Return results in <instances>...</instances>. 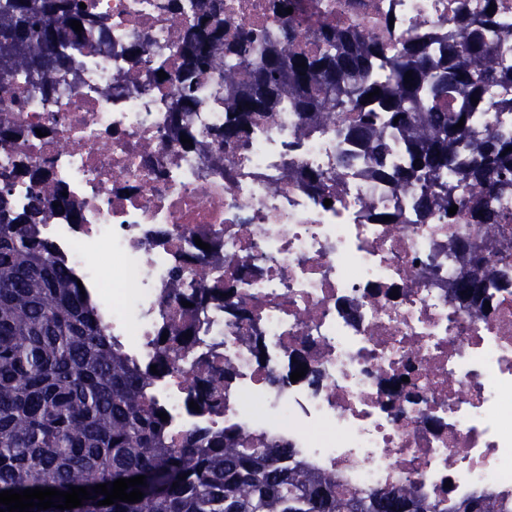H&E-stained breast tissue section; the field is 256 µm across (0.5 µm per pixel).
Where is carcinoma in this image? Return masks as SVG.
<instances>
[{
	"mask_svg": "<svg viewBox=\"0 0 512 512\" xmlns=\"http://www.w3.org/2000/svg\"><path fill=\"white\" fill-rule=\"evenodd\" d=\"M81 2L0 0V77L13 80L22 71L43 93L55 92L51 73L70 64L64 48L89 33H106ZM73 20L81 22V32L72 29ZM496 22L495 10L480 18L459 10L452 19L455 33L436 56L417 40L389 55L383 45L343 27L322 29V49L310 53L291 34L277 41L254 33L224 40V0H211L182 55L190 74L216 70L231 88L247 71L246 89L224 101L235 118L216 134L218 145L238 142L245 126L282 105H291L305 122L354 112L347 138L365 150L377 177L402 189L421 182L423 211L446 216L455 205L489 231L499 213L483 196L512 194V132H489L469 144L464 158L457 146L478 119L471 98H483L490 80H512L489 63L484 30ZM409 70L411 86L404 81ZM376 89L380 93L365 101ZM177 95L179 113L195 109V83L180 79ZM386 127L405 143V167L394 174ZM456 170L479 195H448L441 179ZM17 176L35 187L36 207L15 211L8 185L0 187V492L68 491L145 475L155 488L139 486L144 496L137 502L99 506L105 496L98 494L71 510L30 512H512V503L492 502L484 492L445 503L418 496L410 484L365 494L338 491L336 474L294 460L290 445L246 448L242 435L230 429L195 430L180 445L171 444L161 409L148 398L153 374L134 365L108 336L94 301L80 294L54 243L35 231V216L56 202L79 216L74 203L41 191L49 179L42 166ZM211 296L203 285L187 294L178 281L171 292L172 301L196 308ZM453 296L472 316L488 317L490 296L478 278H459ZM233 372L228 366L222 376H207L198 403L220 407L221 387Z\"/></svg>",
	"mask_w": 512,
	"mask_h": 512,
	"instance_id": "1",
	"label": "carcinoma"
}]
</instances>
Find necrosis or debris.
<instances>
[{"instance_id":"necrosis-or-debris-1","label":"necrosis or debris","mask_w":512,"mask_h":512,"mask_svg":"<svg viewBox=\"0 0 512 512\" xmlns=\"http://www.w3.org/2000/svg\"><path fill=\"white\" fill-rule=\"evenodd\" d=\"M112 42L86 37L74 70L51 76L44 95L18 82L0 87V124L18 136L0 144V167L40 164L81 220L43 219L72 273L91 292L108 333L141 368L161 335H187L178 371L158 375L150 396L168 415V437L233 428L264 443L288 442L298 459L335 473L341 490L411 481L436 499L486 492L512 499V284L494 289L489 319L470 317L451 288L470 267L452 242L479 237L468 215H422L421 186L401 191L372 175L345 138L344 112L300 130L293 109L252 124L218 150L230 114L224 81L197 80L183 148L173 88L179 44L205 0H89ZM486 0H224L228 31L295 33L309 50L325 27H348L400 49L409 37L447 40L459 7ZM493 66L512 72V0H499L485 34ZM512 131V83H491L472 137ZM325 175L312 186L305 173ZM485 266L512 264V195ZM391 223H381V215ZM213 247L198 263L196 239ZM118 257L123 276L106 290L92 252ZM217 298L195 310L170 299L174 282L195 291L196 271ZM235 373L213 412L194 410L198 364ZM303 378L291 380L297 365ZM405 387H395L399 377Z\"/></svg>"}]
</instances>
